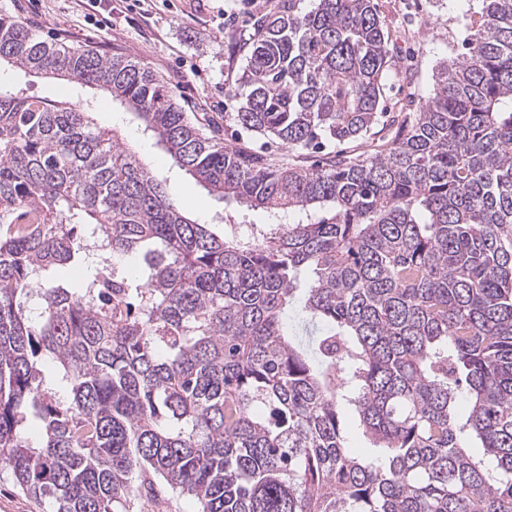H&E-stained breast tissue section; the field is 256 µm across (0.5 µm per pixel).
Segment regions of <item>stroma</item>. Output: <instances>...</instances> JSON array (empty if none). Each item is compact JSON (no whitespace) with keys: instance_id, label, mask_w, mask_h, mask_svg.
I'll return each instance as SVG.
<instances>
[{"instance_id":"stroma-1","label":"stroma","mask_w":512,"mask_h":512,"mask_svg":"<svg viewBox=\"0 0 512 512\" xmlns=\"http://www.w3.org/2000/svg\"><path fill=\"white\" fill-rule=\"evenodd\" d=\"M389 33L391 81L384 96L388 112L407 98L422 101L434 90L438 66L453 58L481 0H376ZM269 0H104L86 18L78 0H0V14L23 22L46 40L95 46L143 62L171 82L187 118L224 143H234L238 128L230 112L238 103L233 91L245 65L243 42L253 15ZM93 117L116 127L127 145L148 150L159 160L155 175L164 180L174 202L196 220L222 213L223 205L190 175L173 166L154 139L142 135L129 115L99 96Z\"/></svg>"}]
</instances>
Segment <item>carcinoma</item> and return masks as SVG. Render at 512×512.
I'll use <instances>...</instances> for the list:
<instances>
[{
  "label": "carcinoma",
  "mask_w": 512,
  "mask_h": 512,
  "mask_svg": "<svg viewBox=\"0 0 512 512\" xmlns=\"http://www.w3.org/2000/svg\"><path fill=\"white\" fill-rule=\"evenodd\" d=\"M303 2L253 20L232 113L301 155L366 140L390 68L374 0ZM471 27L385 150L276 167L142 63L0 17V66L110 94L209 194L267 214L217 235L91 108L0 84V461L24 493L127 512L160 479L201 512H512V0ZM294 301L325 326L317 362ZM347 407L376 454L349 452ZM285 323L289 334L295 336L296 342L300 343L312 357H317V338L323 333L324 326L310 322L299 306L288 309Z\"/></svg>",
  "instance_id": "carcinoma-1"
}]
</instances>
